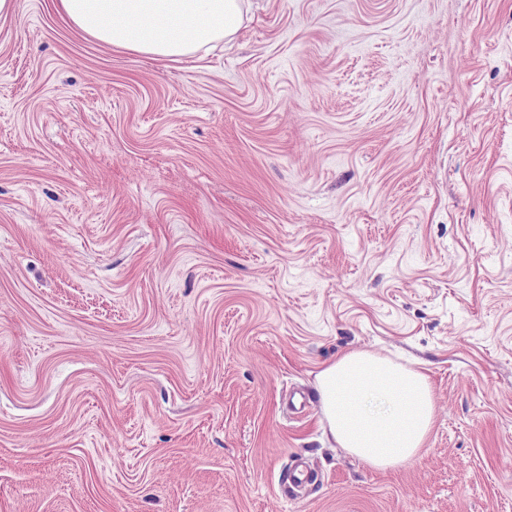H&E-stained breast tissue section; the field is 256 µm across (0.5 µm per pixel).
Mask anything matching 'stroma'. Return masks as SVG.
I'll return each instance as SVG.
<instances>
[{
  "instance_id": "1",
  "label": "stroma",
  "mask_w": 512,
  "mask_h": 512,
  "mask_svg": "<svg viewBox=\"0 0 512 512\" xmlns=\"http://www.w3.org/2000/svg\"><path fill=\"white\" fill-rule=\"evenodd\" d=\"M243 12L0 18V512H512V0ZM349 351L427 375L410 461L326 433ZM54 7L95 41L153 60L192 58L232 37L243 19L240 0H55Z\"/></svg>"
}]
</instances>
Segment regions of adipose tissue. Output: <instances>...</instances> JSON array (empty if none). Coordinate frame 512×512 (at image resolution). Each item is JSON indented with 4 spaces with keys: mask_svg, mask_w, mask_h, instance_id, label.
Returning a JSON list of instances; mask_svg holds the SVG:
<instances>
[{
    "mask_svg": "<svg viewBox=\"0 0 512 512\" xmlns=\"http://www.w3.org/2000/svg\"><path fill=\"white\" fill-rule=\"evenodd\" d=\"M72 27L112 49L153 60L193 57L232 37L241 0H54ZM327 428L364 463L386 469L412 459L431 430L427 377L362 351L342 355L316 376Z\"/></svg>",
    "mask_w": 512,
    "mask_h": 512,
    "instance_id": "ef3b65f1",
    "label": "adipose tissue"
}]
</instances>
